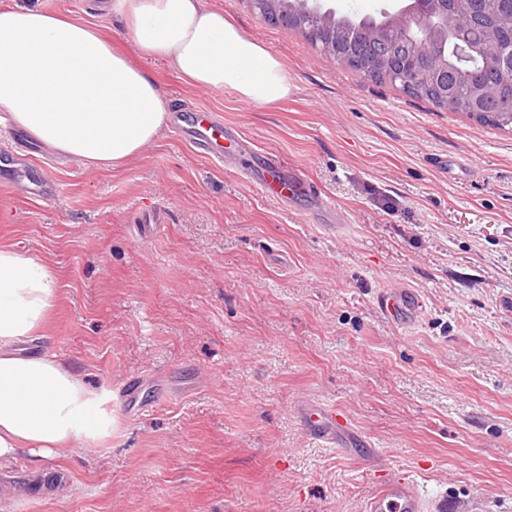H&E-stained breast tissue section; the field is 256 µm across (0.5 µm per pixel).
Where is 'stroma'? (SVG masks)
Segmentation results:
<instances>
[{"mask_svg":"<svg viewBox=\"0 0 512 512\" xmlns=\"http://www.w3.org/2000/svg\"><path fill=\"white\" fill-rule=\"evenodd\" d=\"M205 2L282 60L291 92L259 106L148 65L165 104L221 113L347 228L326 233L303 200L284 210L168 129L117 170L54 159L49 201L1 177L0 246L41 257L60 288L24 351L97 390L154 378L164 401L132 418L113 401L101 445L20 455L0 512H365L385 473L448 512H512V129L374 82L250 0ZM37 3L135 55L99 0ZM445 155L470 177L449 182ZM392 285L423 299L416 325L379 316ZM304 398L344 413L383 471L309 436Z\"/></svg>","mask_w":512,"mask_h":512,"instance_id":"obj_1","label":"stroma"}]
</instances>
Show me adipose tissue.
<instances>
[{
	"mask_svg": "<svg viewBox=\"0 0 512 512\" xmlns=\"http://www.w3.org/2000/svg\"><path fill=\"white\" fill-rule=\"evenodd\" d=\"M139 62L95 24L0 0V109L58 155L92 169L123 166L161 135L164 100L143 62L191 86L269 105L291 87L281 59L204 0H112ZM59 301L51 269L34 254L0 247V469L20 453L46 457L110 437L111 396L89 388L53 355L25 354Z\"/></svg>",
	"mask_w": 512,
	"mask_h": 512,
	"instance_id": "1",
	"label": "adipose tissue"
}]
</instances>
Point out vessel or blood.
Returning a JSON list of instances; mask_svg holds the SVG:
<instances>
[{"label": "vessel or blood", "instance_id": "obj_1", "mask_svg": "<svg viewBox=\"0 0 512 512\" xmlns=\"http://www.w3.org/2000/svg\"><path fill=\"white\" fill-rule=\"evenodd\" d=\"M169 119L174 132L207 158L233 162V155L226 153L224 146L239 143L241 136L232 126L225 124L220 115L202 110L188 113L175 104L171 107ZM0 164L10 171L12 178L24 182L28 195L46 199L56 196V185L44 175L34 172L29 163L17 155L0 156ZM271 169L272 176L256 174L252 177L256 188L263 195L277 199L279 204L288 209L294 208L299 199H308L310 214L328 219L330 232L340 231L342 213L328 199L314 192L299 171L284 170L277 162L272 164ZM377 304L389 320L402 325L414 324L423 313L420 299L402 287L381 291L377 296ZM297 414L310 436L343 453L351 448L355 432L347 417L335 407L304 399L297 406ZM366 512H430V508L413 486L394 477L384 482L367 501Z\"/></svg>", "mask_w": 512, "mask_h": 512}]
</instances>
